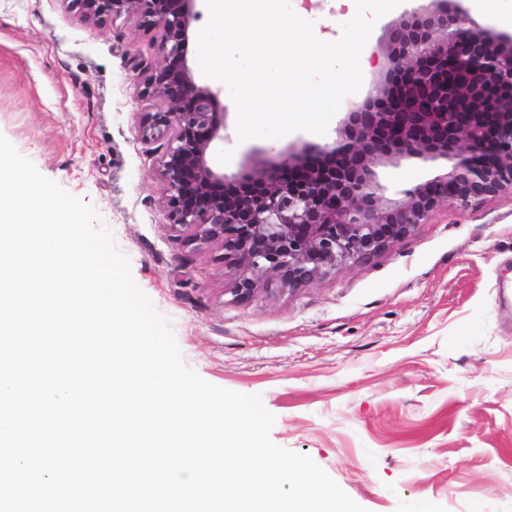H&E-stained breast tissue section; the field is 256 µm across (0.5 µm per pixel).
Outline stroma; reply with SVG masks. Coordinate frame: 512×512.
Instances as JSON below:
<instances>
[{
  "label": "stroma",
  "mask_w": 512,
  "mask_h": 512,
  "mask_svg": "<svg viewBox=\"0 0 512 512\" xmlns=\"http://www.w3.org/2000/svg\"><path fill=\"white\" fill-rule=\"evenodd\" d=\"M317 37H341L354 0H290ZM158 31L84 20L68 0H0V134L44 176L93 206L132 276L206 381L261 395L272 441L310 456L366 512H512V196L442 208L391 251L293 291L245 301L215 245L173 228L156 177L166 139L143 141L140 94ZM368 64L325 135L239 141L224 101L213 169L252 152L323 146L383 84ZM446 160L379 167L386 197L445 173Z\"/></svg>",
  "instance_id": "35a3bbf8"
}]
</instances>
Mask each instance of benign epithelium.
I'll use <instances>...</instances> for the list:
<instances>
[{
  "mask_svg": "<svg viewBox=\"0 0 512 512\" xmlns=\"http://www.w3.org/2000/svg\"><path fill=\"white\" fill-rule=\"evenodd\" d=\"M87 19L135 17L160 33L159 61L141 94L159 100L142 135L170 136L157 177L170 224L217 244L237 300L260 286L300 288L374 258L442 206L512 195V35L481 29L448 0H428L388 26V81L346 113L338 138L291 146L247 165L242 191L224 189L208 162L224 139L221 91L198 84L186 60L197 0H70ZM446 159L451 170L384 196L377 168Z\"/></svg>",
  "mask_w": 512,
  "mask_h": 512,
  "instance_id": "7a95c632",
  "label": "benign epithelium"
}]
</instances>
